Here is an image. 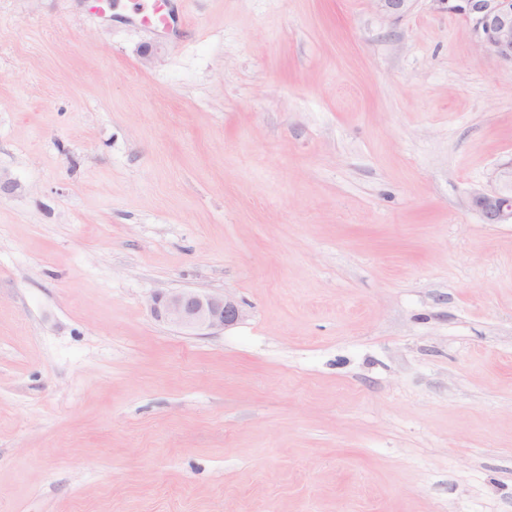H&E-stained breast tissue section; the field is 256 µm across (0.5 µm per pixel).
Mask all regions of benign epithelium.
I'll return each mask as SVG.
<instances>
[{
	"instance_id": "benign-epithelium-1",
	"label": "benign epithelium",
	"mask_w": 512,
	"mask_h": 512,
	"mask_svg": "<svg viewBox=\"0 0 512 512\" xmlns=\"http://www.w3.org/2000/svg\"><path fill=\"white\" fill-rule=\"evenodd\" d=\"M436 2L448 6V14L466 19L479 49L512 65V0ZM470 206L486 224H512V164L501 168L496 188L472 191ZM149 308L157 321L196 335L224 329L242 316L232 298L197 290L158 291L151 296Z\"/></svg>"
}]
</instances>
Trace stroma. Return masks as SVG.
Returning <instances> with one entry per match:
<instances>
[{"label": "stroma", "mask_w": 512, "mask_h": 512, "mask_svg": "<svg viewBox=\"0 0 512 512\" xmlns=\"http://www.w3.org/2000/svg\"><path fill=\"white\" fill-rule=\"evenodd\" d=\"M164 7L0 0V512H512V66L436 0ZM157 2V0L139 2L138 10L141 15V19L142 21L154 26L168 28L172 22V18L169 14L161 12L160 8L157 6ZM498 186L491 190H474L470 206L487 224H512V164L498 173ZM149 308L157 321L190 332V335L224 329L242 316L238 304L224 293L197 290L155 292Z\"/></svg>", "instance_id": "35a3bbf8"}]
</instances>
